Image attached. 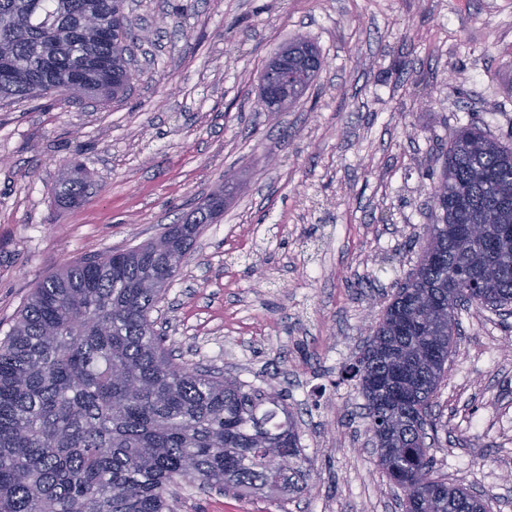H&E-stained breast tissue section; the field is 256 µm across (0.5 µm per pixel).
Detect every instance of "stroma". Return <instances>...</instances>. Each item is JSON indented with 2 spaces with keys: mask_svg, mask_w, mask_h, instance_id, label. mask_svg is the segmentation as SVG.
Instances as JSON below:
<instances>
[{
  "mask_svg": "<svg viewBox=\"0 0 512 512\" xmlns=\"http://www.w3.org/2000/svg\"><path fill=\"white\" fill-rule=\"evenodd\" d=\"M126 97L0 98V339L69 262L179 224L226 185L159 305L177 363L275 388L309 476L287 500L184 485L177 512H402L348 374L430 223V185L469 121L512 141V0H126ZM296 38L325 66L282 112L258 75ZM93 183L54 194L69 162ZM431 417L438 471L512 512V314L458 312Z\"/></svg>",
  "mask_w": 512,
  "mask_h": 512,
  "instance_id": "obj_1",
  "label": "stroma"
}]
</instances>
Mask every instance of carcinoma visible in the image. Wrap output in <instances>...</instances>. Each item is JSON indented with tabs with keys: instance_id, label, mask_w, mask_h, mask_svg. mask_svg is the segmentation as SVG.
<instances>
[{
	"instance_id": "carcinoma-1",
	"label": "carcinoma",
	"mask_w": 512,
	"mask_h": 512,
	"mask_svg": "<svg viewBox=\"0 0 512 512\" xmlns=\"http://www.w3.org/2000/svg\"><path fill=\"white\" fill-rule=\"evenodd\" d=\"M125 0H0V97L52 92L117 99L130 89ZM305 91L323 68L305 41L282 47ZM73 166L62 198L87 192ZM433 223L350 367L367 430L380 435L403 512H489V500L437 475L431 399L456 351L461 304L512 305V144L476 122L448 142L431 185ZM209 196L156 240L68 264L35 288L0 341V512H175L174 489L219 487L284 498L299 488L296 423L268 392L209 367L174 363L157 310L203 228ZM481 224L485 235L459 232ZM376 379L391 382L378 405Z\"/></svg>"
}]
</instances>
